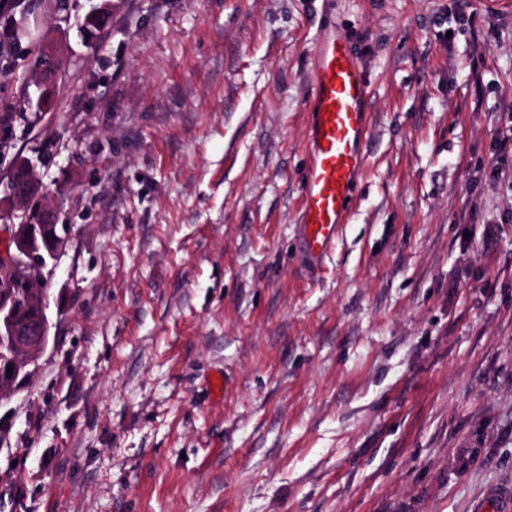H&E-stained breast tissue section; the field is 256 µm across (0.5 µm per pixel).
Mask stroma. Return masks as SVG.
I'll return each instance as SVG.
<instances>
[{"mask_svg":"<svg viewBox=\"0 0 512 512\" xmlns=\"http://www.w3.org/2000/svg\"><path fill=\"white\" fill-rule=\"evenodd\" d=\"M16 2L40 28L0 48V183L32 160L70 231L50 342L0 395V512H496L512 0H110L89 40L87 0ZM335 29L370 131L312 267L305 102Z\"/></svg>","mask_w":512,"mask_h":512,"instance_id":"stroma-1","label":"stroma"}]
</instances>
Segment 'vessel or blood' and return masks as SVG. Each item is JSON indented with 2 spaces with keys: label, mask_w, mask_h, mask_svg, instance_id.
Masks as SVG:
<instances>
[{
  "label": "vessel or blood",
  "mask_w": 512,
  "mask_h": 512,
  "mask_svg": "<svg viewBox=\"0 0 512 512\" xmlns=\"http://www.w3.org/2000/svg\"><path fill=\"white\" fill-rule=\"evenodd\" d=\"M311 95L301 232L311 260L327 256L347 220L364 164L368 82L348 39L328 34L318 43Z\"/></svg>",
  "instance_id": "obj_1"
}]
</instances>
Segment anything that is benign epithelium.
<instances>
[{"mask_svg": "<svg viewBox=\"0 0 512 512\" xmlns=\"http://www.w3.org/2000/svg\"><path fill=\"white\" fill-rule=\"evenodd\" d=\"M25 172L22 180L11 174L4 185L8 201L20 215L18 223L4 228L5 245L0 247V347L10 351L0 363V392L23 381L27 367L49 343L52 323L43 269L69 230L59 223L57 210L44 201L43 185L29 160Z\"/></svg>", "mask_w": 512, "mask_h": 512, "instance_id": "obj_1", "label": "benign epithelium"}]
</instances>
